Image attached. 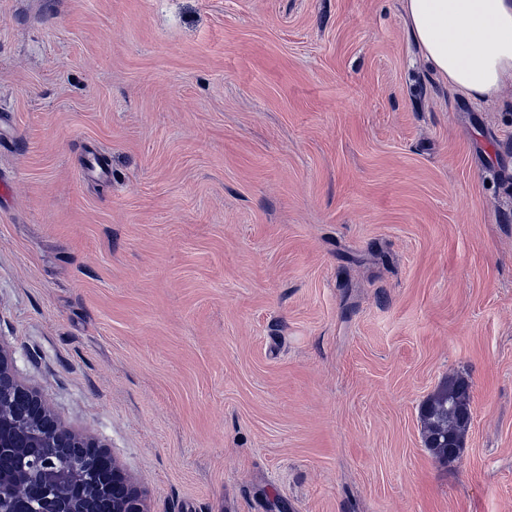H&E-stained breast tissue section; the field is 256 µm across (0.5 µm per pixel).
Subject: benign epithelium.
<instances>
[{
	"label": "benign epithelium",
	"mask_w": 512,
	"mask_h": 512,
	"mask_svg": "<svg viewBox=\"0 0 512 512\" xmlns=\"http://www.w3.org/2000/svg\"><path fill=\"white\" fill-rule=\"evenodd\" d=\"M0 512H149L94 436L65 425L15 374L0 340Z\"/></svg>",
	"instance_id": "1"
}]
</instances>
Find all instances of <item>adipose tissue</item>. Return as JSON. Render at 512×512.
<instances>
[{
  "instance_id": "ef3b65f1",
  "label": "adipose tissue",
  "mask_w": 512,
  "mask_h": 512,
  "mask_svg": "<svg viewBox=\"0 0 512 512\" xmlns=\"http://www.w3.org/2000/svg\"><path fill=\"white\" fill-rule=\"evenodd\" d=\"M409 35L429 67L474 101L512 84V0H402Z\"/></svg>"
}]
</instances>
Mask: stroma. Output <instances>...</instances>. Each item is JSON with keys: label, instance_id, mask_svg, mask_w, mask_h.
<instances>
[{"label": "stroma", "instance_id": "35a3bbf8", "mask_svg": "<svg viewBox=\"0 0 512 512\" xmlns=\"http://www.w3.org/2000/svg\"><path fill=\"white\" fill-rule=\"evenodd\" d=\"M0 182V339L149 512H512V86L401 0H0ZM471 385L464 378L444 381L421 406L426 448L443 464L448 460V440L461 443L471 421Z\"/></svg>", "mask_w": 512, "mask_h": 512}]
</instances>
